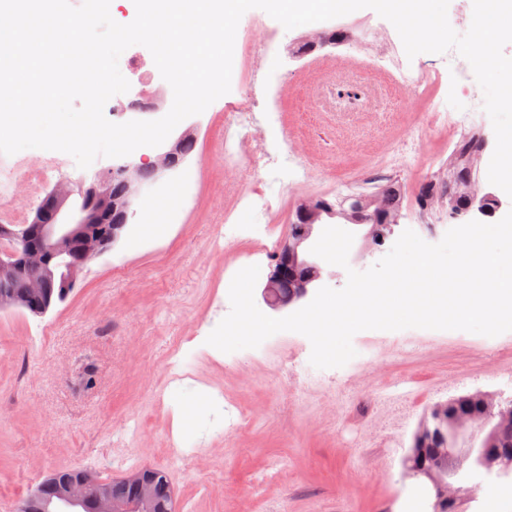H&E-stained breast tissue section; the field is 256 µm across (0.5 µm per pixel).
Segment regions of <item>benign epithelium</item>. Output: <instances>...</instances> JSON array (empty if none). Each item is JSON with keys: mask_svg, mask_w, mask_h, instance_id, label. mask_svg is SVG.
Segmentation results:
<instances>
[{"mask_svg": "<svg viewBox=\"0 0 512 512\" xmlns=\"http://www.w3.org/2000/svg\"><path fill=\"white\" fill-rule=\"evenodd\" d=\"M182 163L178 143L159 153L152 165L158 178ZM140 164L119 159L98 171L89 181L72 187L60 184L48 192L22 224L0 225V309L20 304L43 314L51 300L63 298L75 287L86 265L109 251L119 240L133 216L136 196L148 183L140 176ZM323 207L314 200L304 202L302 213L307 225L302 234L292 236L281 246L283 262L303 271L291 296L276 294L281 266L272 268L261 291L263 302L272 310H282L307 297L321 279L319 258L310 252L316 223L322 220ZM441 460L443 466L455 464L458 456L446 448L413 449L416 474L427 482L440 512H461L472 488L466 487L450 497L443 483L426 465L427 457ZM122 482L133 486L137 497L120 501L110 494L99 476L84 470L72 479L50 482L52 497L44 512H83L89 492L95 491L93 512H148L154 499V484L144 470H135Z\"/></svg>", "mask_w": 512, "mask_h": 512, "instance_id": "obj_1", "label": "benign epithelium"}]
</instances>
